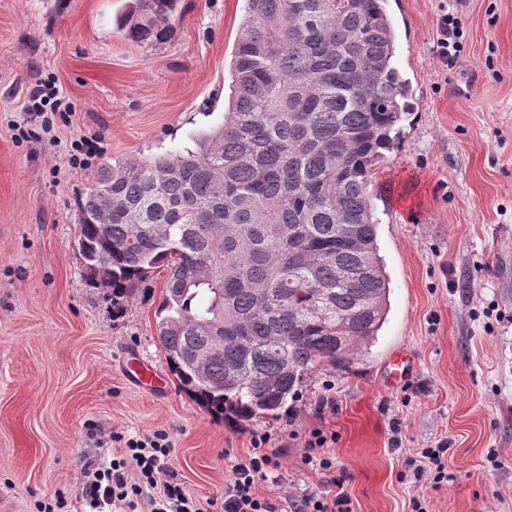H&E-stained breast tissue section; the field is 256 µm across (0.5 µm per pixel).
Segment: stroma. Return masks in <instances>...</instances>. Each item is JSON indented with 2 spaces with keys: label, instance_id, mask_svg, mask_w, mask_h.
I'll return each instance as SVG.
<instances>
[{
  "label": "stroma",
  "instance_id": "obj_1",
  "mask_svg": "<svg viewBox=\"0 0 512 512\" xmlns=\"http://www.w3.org/2000/svg\"><path fill=\"white\" fill-rule=\"evenodd\" d=\"M127 0H0V512L66 502L85 512L84 463L109 465L113 433H166L168 470L204 512H221L231 467L271 436L280 463L258 480L279 512L311 490L346 512H512V0H463L465 47L436 56L442 0H389L396 63L413 88L397 149L372 169L390 311L368 354L308 375L286 415L240 425L180 386L156 334L168 273L154 269L124 308L77 246L76 203L104 159L183 149L222 119L246 0H181L172 37L125 39ZM69 104L49 133L29 95ZM98 138L85 165L71 145ZM414 359L386 384L391 357ZM164 381L128 379L129 353ZM323 432L335 467L305 464ZM447 441V481L422 453ZM414 360L404 352L396 353L389 362L387 382L390 385L405 383L413 376Z\"/></svg>",
  "mask_w": 512,
  "mask_h": 512
}]
</instances>
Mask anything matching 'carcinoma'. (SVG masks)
<instances>
[{"label": "carcinoma", "mask_w": 512, "mask_h": 512, "mask_svg": "<svg viewBox=\"0 0 512 512\" xmlns=\"http://www.w3.org/2000/svg\"><path fill=\"white\" fill-rule=\"evenodd\" d=\"M179 3L130 0L116 28L160 43ZM387 5L247 0L222 123L103 163L78 198V249L115 304L169 272L157 337L216 417L288 412L305 377L352 366L386 321L369 186L412 111Z\"/></svg>", "instance_id": "cac0c4a2"}]
</instances>
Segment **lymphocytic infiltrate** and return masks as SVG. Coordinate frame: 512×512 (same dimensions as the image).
<instances>
[{
    "mask_svg": "<svg viewBox=\"0 0 512 512\" xmlns=\"http://www.w3.org/2000/svg\"><path fill=\"white\" fill-rule=\"evenodd\" d=\"M465 22L462 13H444L438 23L437 51L444 65L455 64L463 50ZM123 444L122 457L109 467L90 462L84 468L86 483L82 497L91 512H135L146 503L148 512H201L196 501L182 485L167 476V462L172 444L165 433L143 436L114 435ZM271 437L253 433L252 452L237 461L224 486V512H277L270 500L254 492L257 480L274 471L278 463L265 447Z\"/></svg>",
    "mask_w": 512,
    "mask_h": 512,
    "instance_id": "1",
    "label": "lymphocytic infiltrate"
}]
</instances>
